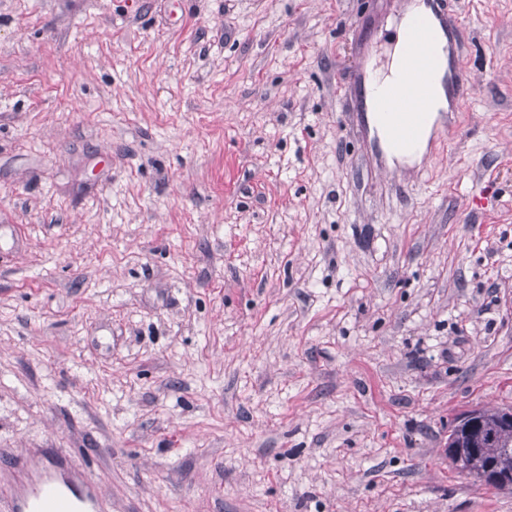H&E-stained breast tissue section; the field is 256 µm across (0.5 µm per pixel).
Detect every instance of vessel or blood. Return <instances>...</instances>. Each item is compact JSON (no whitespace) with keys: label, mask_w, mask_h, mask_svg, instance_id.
<instances>
[{"label":"vessel or blood","mask_w":512,"mask_h":512,"mask_svg":"<svg viewBox=\"0 0 512 512\" xmlns=\"http://www.w3.org/2000/svg\"><path fill=\"white\" fill-rule=\"evenodd\" d=\"M460 30L458 22L448 17L447 0H424L404 29L399 78L380 91L372 68L361 66L352 101L382 158L406 163L418 152L434 109L436 72L444 74V91L451 106L468 97V80L459 63ZM43 468L40 480L13 496L11 512H100L92 471L83 470L73 477L53 458L46 460Z\"/></svg>","instance_id":"b4317fda"}]
</instances>
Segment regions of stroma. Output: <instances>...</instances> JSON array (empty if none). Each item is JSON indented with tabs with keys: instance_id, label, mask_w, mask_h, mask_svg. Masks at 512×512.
Returning <instances> with one entry per match:
<instances>
[{
	"instance_id": "obj_1",
	"label": "stroma",
	"mask_w": 512,
	"mask_h": 512,
	"mask_svg": "<svg viewBox=\"0 0 512 512\" xmlns=\"http://www.w3.org/2000/svg\"><path fill=\"white\" fill-rule=\"evenodd\" d=\"M381 168L348 93L403 0H0V512H512L448 425L512 405V0ZM485 410L482 408H472L467 411L466 414L460 416L457 421L452 424L451 429L448 431V461L458 467L462 466L463 458L465 454L463 440L460 438L459 433H455L451 436V432L455 425L462 424L467 421H474L484 415ZM451 436V437H450ZM42 478L12 497L10 512H99L98 485L92 471L77 472L73 479L55 458L45 461Z\"/></svg>"
}]
</instances>
